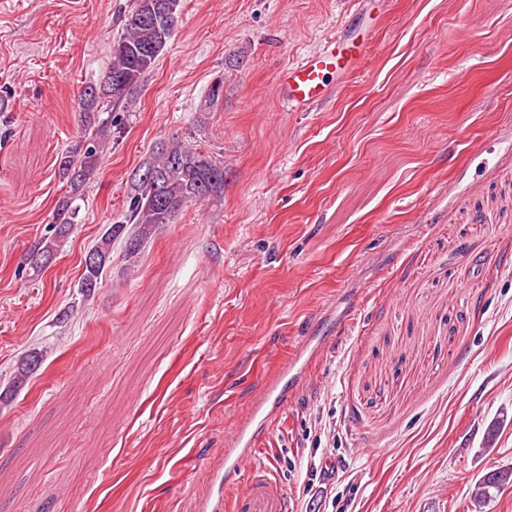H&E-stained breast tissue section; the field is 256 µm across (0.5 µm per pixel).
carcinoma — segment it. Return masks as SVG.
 I'll list each match as a JSON object with an SVG mask.
<instances>
[{
  "instance_id": "obj_1",
  "label": "carcinoma",
  "mask_w": 512,
  "mask_h": 512,
  "mask_svg": "<svg viewBox=\"0 0 512 512\" xmlns=\"http://www.w3.org/2000/svg\"><path fill=\"white\" fill-rule=\"evenodd\" d=\"M179 0H132L124 16L122 32L112 40L111 60L101 81L88 83L77 98L79 137L61 155L59 171L71 189L57 205L51 235L39 240L29 251L25 264L38 273L47 267L63 246L84 200V190L93 183L108 142L112 138V117L97 112L101 103L114 111H126L147 74L152 72L172 39L179 23ZM131 189L123 220L107 225L92 246L99 263L81 277L80 292L92 296L112 265V248L119 243L126 261L140 253L144 243L162 224L175 223L189 205L209 200L224 190V167L194 151L178 139L163 143L133 170ZM36 355L22 358L15 384L23 385L39 368ZM512 482L511 470H495L478 485L474 501L480 503L489 489Z\"/></svg>"
}]
</instances>
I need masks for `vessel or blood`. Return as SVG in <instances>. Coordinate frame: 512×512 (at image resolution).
I'll use <instances>...</instances> for the list:
<instances>
[{"instance_id": "obj_1", "label": "vessel or blood", "mask_w": 512, "mask_h": 512, "mask_svg": "<svg viewBox=\"0 0 512 512\" xmlns=\"http://www.w3.org/2000/svg\"><path fill=\"white\" fill-rule=\"evenodd\" d=\"M376 31L360 23L337 32L317 50L288 65L277 77L280 98L290 109L305 111L322 101L335 81L357 71ZM321 347L307 337L242 412L235 430L224 440V479L218 490L196 499V512H294L273 470L256 460L259 445L289 396L304 380Z\"/></svg>"}]
</instances>
